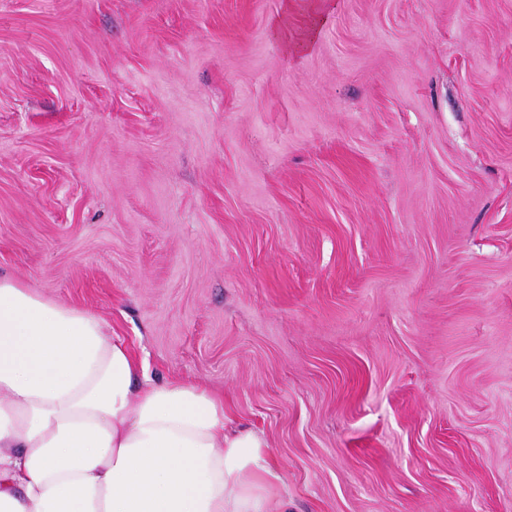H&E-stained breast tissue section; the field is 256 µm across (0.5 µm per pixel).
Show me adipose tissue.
Returning <instances> with one entry per match:
<instances>
[{
    "mask_svg": "<svg viewBox=\"0 0 512 512\" xmlns=\"http://www.w3.org/2000/svg\"><path fill=\"white\" fill-rule=\"evenodd\" d=\"M335 7L284 0L270 35L304 55ZM280 482L223 396L154 379L102 318L0 277V512H288Z\"/></svg>",
    "mask_w": 512,
    "mask_h": 512,
    "instance_id": "obj_1",
    "label": "adipose tissue"
}]
</instances>
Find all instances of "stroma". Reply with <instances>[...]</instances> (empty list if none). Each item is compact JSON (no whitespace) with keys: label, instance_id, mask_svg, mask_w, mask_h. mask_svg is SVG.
Segmentation results:
<instances>
[{"label":"stroma","instance_id":"stroma-1","mask_svg":"<svg viewBox=\"0 0 512 512\" xmlns=\"http://www.w3.org/2000/svg\"><path fill=\"white\" fill-rule=\"evenodd\" d=\"M0 0V274L223 394L288 512H512V0ZM335 8L334 0H284L281 13L270 22V35L289 55L302 56L316 46L319 32ZM298 11L305 13L306 24L302 30L295 31L291 18Z\"/></svg>","mask_w":512,"mask_h":512}]
</instances>
